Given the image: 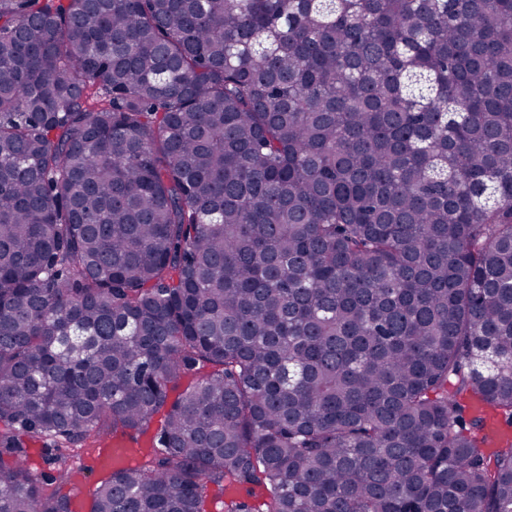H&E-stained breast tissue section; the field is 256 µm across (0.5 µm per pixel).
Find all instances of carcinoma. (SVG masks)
Instances as JSON below:
<instances>
[{
    "mask_svg": "<svg viewBox=\"0 0 512 512\" xmlns=\"http://www.w3.org/2000/svg\"><path fill=\"white\" fill-rule=\"evenodd\" d=\"M471 397L512 426V0H0V512L162 408L89 512H512Z\"/></svg>",
    "mask_w": 512,
    "mask_h": 512,
    "instance_id": "carcinoma-1",
    "label": "carcinoma"
}]
</instances>
